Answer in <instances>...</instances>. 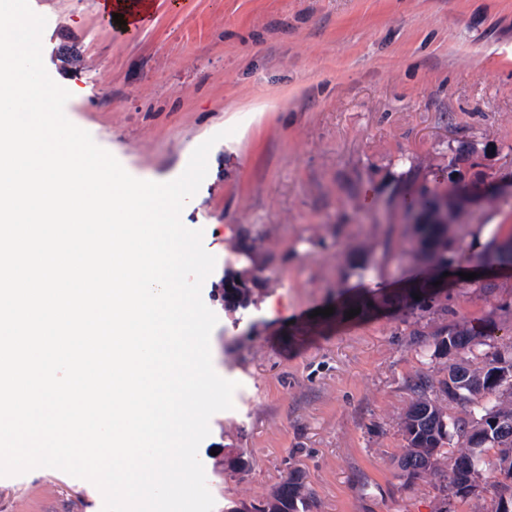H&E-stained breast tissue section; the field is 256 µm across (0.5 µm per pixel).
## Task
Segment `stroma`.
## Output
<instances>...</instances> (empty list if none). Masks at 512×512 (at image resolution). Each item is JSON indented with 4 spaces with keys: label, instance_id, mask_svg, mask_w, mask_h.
<instances>
[{
    "label": "stroma",
    "instance_id": "1",
    "mask_svg": "<svg viewBox=\"0 0 512 512\" xmlns=\"http://www.w3.org/2000/svg\"><path fill=\"white\" fill-rule=\"evenodd\" d=\"M101 0H29L67 118L132 176L178 177L215 133L185 227L215 256L202 298L212 363L237 382L199 448L241 449L245 472L207 473L214 512L306 475L310 512H433L436 478L401 485L400 419L420 374L449 360L436 335L489 323L482 352L512 351V272L460 282L431 309L335 318L431 267L405 202L451 169L512 174V0H153L121 35ZM448 267L512 236V201L461 212ZM236 277L255 301H221ZM89 481L53 468L0 477V512H102Z\"/></svg>",
    "mask_w": 512,
    "mask_h": 512
}]
</instances>
